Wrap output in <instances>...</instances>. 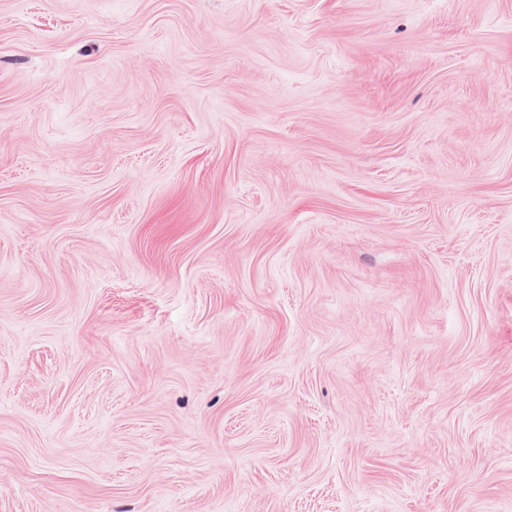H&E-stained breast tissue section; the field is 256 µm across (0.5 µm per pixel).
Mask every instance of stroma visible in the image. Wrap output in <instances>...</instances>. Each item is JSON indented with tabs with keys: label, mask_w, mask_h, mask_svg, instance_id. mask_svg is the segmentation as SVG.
Segmentation results:
<instances>
[{
	"label": "stroma",
	"mask_w": 512,
	"mask_h": 512,
	"mask_svg": "<svg viewBox=\"0 0 512 512\" xmlns=\"http://www.w3.org/2000/svg\"><path fill=\"white\" fill-rule=\"evenodd\" d=\"M0 512H512V0H0Z\"/></svg>",
	"instance_id": "obj_1"
}]
</instances>
